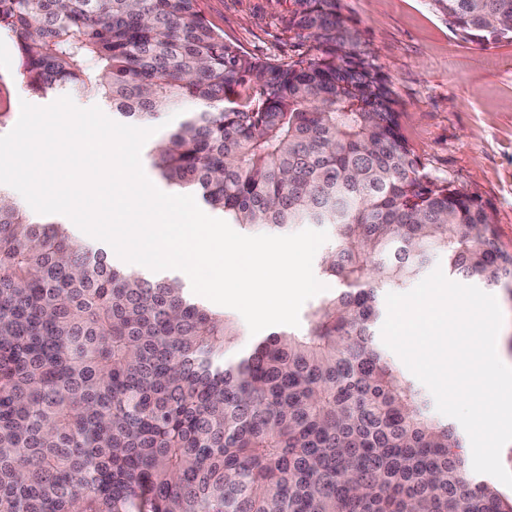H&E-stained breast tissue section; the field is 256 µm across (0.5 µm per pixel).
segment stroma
I'll return each instance as SVG.
<instances>
[{
	"label": "stroma",
	"mask_w": 512,
	"mask_h": 512,
	"mask_svg": "<svg viewBox=\"0 0 512 512\" xmlns=\"http://www.w3.org/2000/svg\"><path fill=\"white\" fill-rule=\"evenodd\" d=\"M207 23L239 51L288 62L308 43L287 30L288 0H197ZM342 12L393 84L401 131L425 171L492 209L500 247L512 252V43L481 46L457 35L432 0H342ZM17 46L0 32V135L21 102Z\"/></svg>",
	"instance_id": "obj_1"
}]
</instances>
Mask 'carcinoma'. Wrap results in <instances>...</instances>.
<instances>
[{
    "mask_svg": "<svg viewBox=\"0 0 512 512\" xmlns=\"http://www.w3.org/2000/svg\"><path fill=\"white\" fill-rule=\"evenodd\" d=\"M196 2L0 0V31L34 94L90 90L132 126L193 104L147 152L160 177L248 232L332 226L341 287L227 360L225 313L0 195V512H512L372 332L380 289L436 255L512 295L489 206L421 167L341 0H291L314 53L290 62L224 43ZM434 5L512 43V0Z\"/></svg>",
    "mask_w": 512,
    "mask_h": 512,
    "instance_id": "cac0c4a2",
    "label": "carcinoma"
}]
</instances>
